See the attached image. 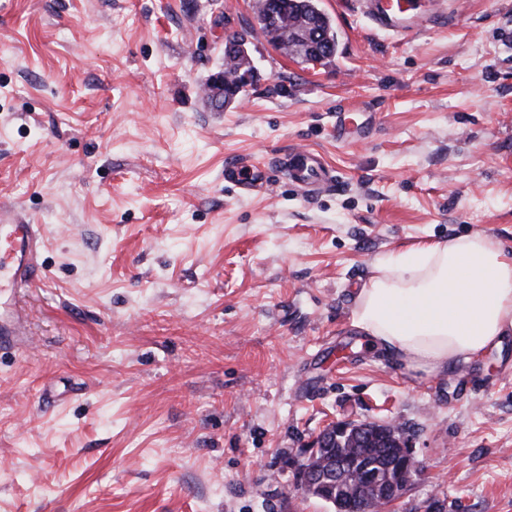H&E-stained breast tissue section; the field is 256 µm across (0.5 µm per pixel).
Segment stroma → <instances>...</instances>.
Here are the masks:
<instances>
[{"label":"stroma","instance_id":"1","mask_svg":"<svg viewBox=\"0 0 512 512\" xmlns=\"http://www.w3.org/2000/svg\"><path fill=\"white\" fill-rule=\"evenodd\" d=\"M255 0H0V221L41 274L0 352V512H332L286 455L336 420L406 426L430 494L512 512V336L428 374L352 324L386 253L465 235L512 253V0H447L409 37L318 0L333 58L255 30ZM251 29L257 78L201 89ZM375 118L336 135L339 112ZM318 151L308 198L276 165ZM265 166L263 189L224 180Z\"/></svg>","mask_w":512,"mask_h":512}]
</instances>
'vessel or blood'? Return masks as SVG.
I'll use <instances>...</instances> for the list:
<instances>
[{
	"mask_svg": "<svg viewBox=\"0 0 512 512\" xmlns=\"http://www.w3.org/2000/svg\"><path fill=\"white\" fill-rule=\"evenodd\" d=\"M443 4L444 0H357L360 13L376 29L400 36L418 31L422 22H433L443 16ZM283 168L289 182L312 193L332 182L330 170L305 148L289 152ZM224 179L248 191L264 183L265 171L258 164H234L225 168ZM41 246L40 225L0 223V351L23 334V323L12 296L16 289L38 278Z\"/></svg>",
	"mask_w": 512,
	"mask_h": 512,
	"instance_id": "1",
	"label": "vessel or blood"
}]
</instances>
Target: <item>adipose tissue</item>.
I'll use <instances>...</instances> for the list:
<instances>
[{
    "instance_id": "1",
    "label": "adipose tissue",
    "mask_w": 512,
    "mask_h": 512,
    "mask_svg": "<svg viewBox=\"0 0 512 512\" xmlns=\"http://www.w3.org/2000/svg\"><path fill=\"white\" fill-rule=\"evenodd\" d=\"M353 324L435 374L512 335V255L484 235L392 251L356 290Z\"/></svg>"
}]
</instances>
